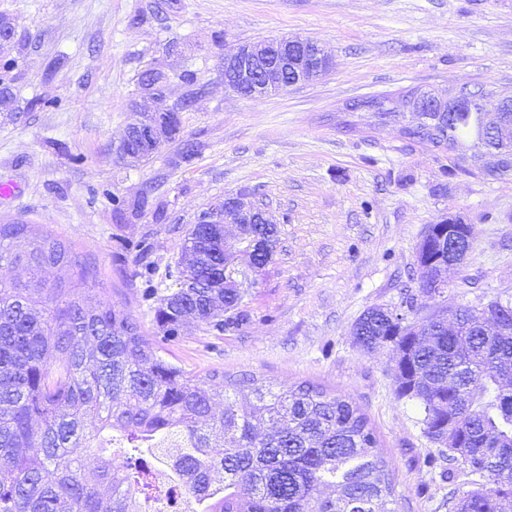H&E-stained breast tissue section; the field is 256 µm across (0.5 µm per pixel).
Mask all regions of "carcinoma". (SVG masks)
<instances>
[{
	"instance_id": "cac0c4a2",
	"label": "carcinoma",
	"mask_w": 512,
	"mask_h": 512,
	"mask_svg": "<svg viewBox=\"0 0 512 512\" xmlns=\"http://www.w3.org/2000/svg\"><path fill=\"white\" fill-rule=\"evenodd\" d=\"M381 123L401 125L408 141L449 151L475 135L476 108L437 112L385 107ZM26 224H0V267L23 264V283L0 275V512H161L146 496L142 454L171 453L173 483L199 512H394L395 484L368 415L350 397L320 384L287 388L217 371L187 375L158 355V343L135 319L98 299L87 305L75 288L43 278L68 264L83 281L95 263L51 231L29 250L14 243ZM269 245L255 256L265 266L276 250V224L248 229ZM180 287L161 296L155 321L165 341L192 318L224 330V312L239 293L224 287V225L193 224L176 264ZM500 305L443 308L420 320L370 307L352 336L363 350L392 351L396 393L416 402L428 440L454 426L473 459L501 468L489 491L512 498L498 481L512 475V334L484 333L479 320ZM455 316L457 335L443 325ZM246 392L245 403L226 388ZM134 455L116 469L113 445ZM477 491L450 492L448 512H495Z\"/></svg>"
}]
</instances>
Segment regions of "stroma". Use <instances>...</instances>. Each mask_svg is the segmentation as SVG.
Instances as JSON below:
<instances>
[{"label":"stroma","instance_id":"35a3bbf8","mask_svg":"<svg viewBox=\"0 0 512 512\" xmlns=\"http://www.w3.org/2000/svg\"><path fill=\"white\" fill-rule=\"evenodd\" d=\"M15 38L16 114L0 112V224L52 231L95 261L94 296L161 340L158 296L175 281L187 230L215 199L266 204L279 227L268 265H238L239 306L223 331L187 321L162 356L185 372L219 370L350 396L369 416L395 482L396 512H448V491L485 479L457 466L422 432L415 402L398 398L391 352L367 353L351 335L368 308L416 296L419 317L443 308L512 303V176L485 177L492 157L403 139L349 102L412 88L447 92L469 80L512 88V0H0ZM299 36L334 59L320 80L264 98L225 92L224 56L238 45ZM168 76L163 106L187 97L184 142L141 163L118 149L149 68ZM196 75L186 84L182 71ZM144 198L141 211L113 198ZM470 224L472 246L443 296L420 294L410 273L425 227ZM154 289L155 299L144 297Z\"/></svg>","mask_w":512,"mask_h":512}]
</instances>
